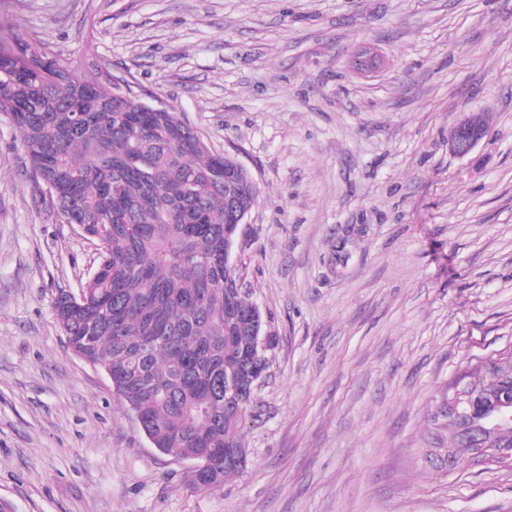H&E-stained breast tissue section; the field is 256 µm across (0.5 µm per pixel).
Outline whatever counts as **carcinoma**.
I'll use <instances>...</instances> for the list:
<instances>
[{
    "instance_id": "obj_1",
    "label": "carcinoma",
    "mask_w": 512,
    "mask_h": 512,
    "mask_svg": "<svg viewBox=\"0 0 512 512\" xmlns=\"http://www.w3.org/2000/svg\"><path fill=\"white\" fill-rule=\"evenodd\" d=\"M93 88L35 40H0V112L19 132L31 174L97 242V277L81 299L60 294L58 325L71 350L112 372L115 394L141 411L143 431L162 453L208 456L203 490L233 470L224 449L240 448L243 416H232L224 381L246 366L255 342L246 318L224 311L241 279L224 263L228 167L176 113L140 111L131 87L91 71ZM239 208L258 187L237 177ZM488 407L512 396V353L468 368Z\"/></svg>"
}]
</instances>
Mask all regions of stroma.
Instances as JSON below:
<instances>
[{
  "label": "stroma",
  "instance_id": "1",
  "mask_svg": "<svg viewBox=\"0 0 512 512\" xmlns=\"http://www.w3.org/2000/svg\"><path fill=\"white\" fill-rule=\"evenodd\" d=\"M0 34L107 68L250 172L231 262L274 338L248 465L201 490L68 347L54 302L97 245L0 114V501L512 512V469L448 467L449 381L512 351V0H0ZM471 112L491 126L461 158ZM489 130V119L477 121L473 114L464 115L452 129L448 137L450 151L458 157L471 155L486 138ZM235 183L234 189L238 196L239 208L249 212L258 195V187L243 175H239Z\"/></svg>",
  "mask_w": 512,
  "mask_h": 512
}]
</instances>
